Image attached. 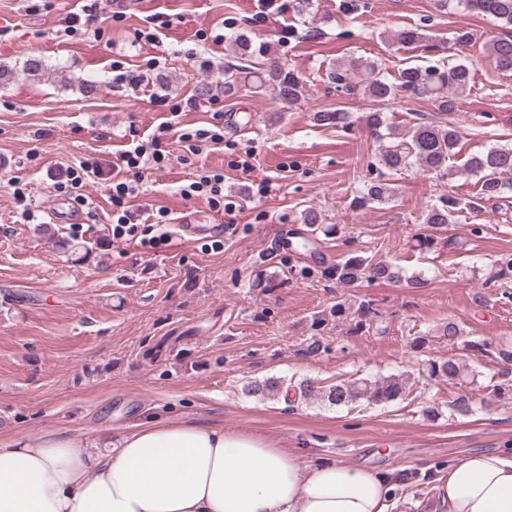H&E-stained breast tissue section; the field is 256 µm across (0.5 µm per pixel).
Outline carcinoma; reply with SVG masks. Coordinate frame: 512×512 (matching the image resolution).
Instances as JSON below:
<instances>
[{
  "label": "carcinoma",
  "instance_id": "cac0c4a2",
  "mask_svg": "<svg viewBox=\"0 0 512 512\" xmlns=\"http://www.w3.org/2000/svg\"><path fill=\"white\" fill-rule=\"evenodd\" d=\"M441 5L462 6L482 14L493 16L507 25H512V0H439ZM230 37L244 53L259 54L267 57L266 68L253 72L257 87H270L278 98L288 104L296 102L300 96L304 80L295 71L280 64L274 56H267V50L260 45L252 48L250 40L244 34L235 31V22L227 24ZM453 45L464 51L475 44L472 31L461 27L453 32ZM486 51L494 60L495 67L503 72L512 71V35L494 37L484 43ZM330 79L344 85L346 90L357 92L371 103V110L364 113L359 121L373 131L377 137H383L381 130L389 128L385 112L381 106L400 95L418 99H428L443 115H451L456 108L458 95L471 85L474 75L470 65L461 61L452 65L435 64L429 66L406 65L391 74L382 64L370 58L352 57L336 62ZM315 124L347 132L354 127L352 113L342 108L324 109L313 116ZM460 142L458 127L451 121H419L409 127L408 136L401 141L390 140L381 145L377 162L369 165V180L363 185L351 201L352 208H363L371 203H383L389 200L390 182L393 176L413 167L429 172H437L450 180L463 175H477L480 189L474 200H464L453 194L440 196L424 216L426 227L414 234L416 247L421 251L436 248L438 239L432 230L445 228L452 223L454 216L464 209L478 210L485 201L501 197L505 190H512L507 177L512 174V146H496L484 152L470 156L461 165L451 164L457 155ZM302 223L305 228L289 233L288 248L309 255V259L293 274L303 280L316 278L331 281L345 288L355 286L360 279L372 281H398L399 268L391 261L375 254L367 255L360 250H351L341 259L325 264L317 259L321 237H330L338 233V225L319 223V214L314 209L304 211ZM512 277V253L499 255L492 264L485 285L490 287L496 282ZM330 315L336 322L349 327L350 334L361 335L373 329L382 321V312L375 301L362 300L357 308L345 302H338L330 309ZM328 322L316 317L312 323L314 336L305 341L303 355L317 356L327 350L320 339L327 331ZM461 332L457 324L450 320L443 324L437 338L455 346ZM419 375L432 381L446 382L461 387L475 382V374L462 358L429 357L421 361ZM245 392L262 399L286 395L285 403L303 404L314 401H326L335 406H347L358 402L382 404L409 395L407 378L404 375H389L371 381L365 378L338 380L322 386L308 380L269 378L253 381L245 387ZM490 397L500 402L512 400V373L504 370L501 380L492 385Z\"/></svg>",
  "mask_w": 512,
  "mask_h": 512
}]
</instances>
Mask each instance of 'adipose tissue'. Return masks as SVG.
Instances as JSON below:
<instances>
[{
    "label": "adipose tissue",
    "instance_id": "adipose-tissue-1",
    "mask_svg": "<svg viewBox=\"0 0 512 512\" xmlns=\"http://www.w3.org/2000/svg\"><path fill=\"white\" fill-rule=\"evenodd\" d=\"M388 472L186 422L0 438V512H391ZM426 512H512V454L473 452Z\"/></svg>",
    "mask_w": 512,
    "mask_h": 512
}]
</instances>
